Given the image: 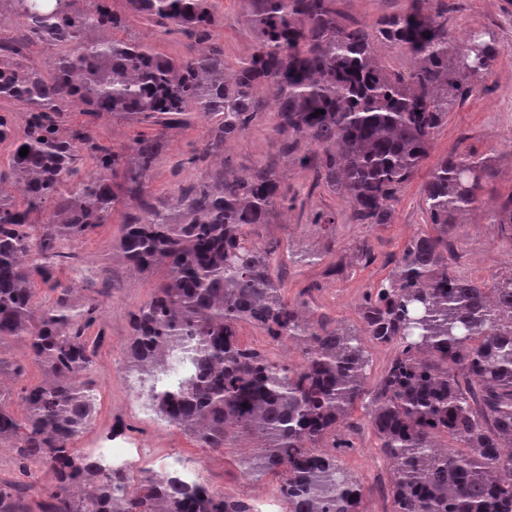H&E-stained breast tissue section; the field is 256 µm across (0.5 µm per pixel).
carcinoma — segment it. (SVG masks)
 <instances>
[{"label": "carcinoma", "instance_id": "obj_1", "mask_svg": "<svg viewBox=\"0 0 512 512\" xmlns=\"http://www.w3.org/2000/svg\"><path fill=\"white\" fill-rule=\"evenodd\" d=\"M71 2L0 0L22 40L59 48L46 75L11 62L19 42L0 39V99L25 108L19 138L13 113L0 112V138L12 146L0 183L24 182L23 204L0 195V346L27 342L49 379L24 389L19 413L0 401V444L9 443L23 470L53 472L40 512H253L237 495L151 474L128 494L126 473L101 472L74 447L93 413L82 379L105 341L97 324L112 288L105 271L77 309L69 304L72 285L57 271L76 262L64 243L94 234L114 211L123 214L117 247L125 259L141 272H162L130 314L125 358L146 371L162 363L176 337L195 341L189 376L153 399L199 447L221 452L248 436L261 470L279 477L288 512H360L359 480L338 456L320 451L328 441L353 447L337 429L360 407L393 470L394 512H512V273L489 284L464 278L444 239L457 215L484 206L483 160L455 148L431 169L424 202L439 234L404 245L391 274L365 295L361 327L350 333L302 320L275 273L278 242L252 237L250 229L270 223L288 202L274 168L226 172L217 186L181 189L178 219L145 184L162 137L139 136L126 152L94 130L103 114L152 118L162 127L191 111L214 118L201 153L187 159L192 165L223 151L269 97L284 154L344 193L360 221L389 224L398 193L461 95L460 76L489 72L500 52L495 39L475 31L463 53L453 51L448 26L437 20L443 0H411L371 27L344 22L336 0H247L255 49L229 68L213 42L217 0H124L123 13L112 0H86L82 11ZM131 18L185 35L187 54L174 60L141 41L86 37L122 30ZM375 40L402 47L416 66L406 76L392 71L375 54ZM77 100L87 120L67 128ZM303 141L317 150L301 152ZM85 160L92 170L82 174ZM49 201L63 223L32 221ZM490 221L512 239V195ZM37 279L54 293L42 307L33 302ZM244 324L272 342L303 340L301 362H276L243 344ZM367 340L399 346L373 385ZM443 435L457 448L440 449ZM27 491L1 486L0 512H24Z\"/></svg>", "mask_w": 512, "mask_h": 512}]
</instances>
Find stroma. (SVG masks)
<instances>
[{
	"mask_svg": "<svg viewBox=\"0 0 512 512\" xmlns=\"http://www.w3.org/2000/svg\"><path fill=\"white\" fill-rule=\"evenodd\" d=\"M449 3L448 32L453 43H460L461 31H486L493 34L500 53L489 76L468 81L462 97L449 106L428 159L394 203L391 223L376 227L360 223L345 195L318 184L313 169L300 167L293 158L284 156L274 130L275 108L271 105L244 133L225 142L223 154L196 164L190 158L200 151L211 123L195 112L189 113L185 124L164 130L149 120L133 122L105 115L96 122L97 134L103 142L126 147L136 133H162L166 147L149 176L148 186L154 198L167 206L175 203L177 184L201 180L219 183L228 166L239 174L258 164L274 167L283 176L291 201L288 207L277 208L270 223L258 226L257 232L260 237L279 242L285 296L305 302L308 317L323 314L347 328H357V311L366 293L389 274L408 239L436 231L425 212L423 186L442 156L458 146L490 161L492 175L481 190L487 209L512 194V0ZM408 5L409 0H336V9L346 22L367 25L400 13ZM242 9V0H218L220 22L213 31V40L223 47L225 61L233 65L250 56L255 48L252 34L242 21ZM121 36L148 43L171 59L188 51L189 40L183 34L159 33L140 19L129 20ZM320 212L333 213L335 224L315 223L314 217ZM121 223V214L113 213L95 234L73 246L80 262L109 270L112 288L100 314L106 341L93 366L99 402L89 425L77 437L76 447L106 439L120 424L146 443L197 461L211 488L222 487L246 499L259 491L277 492L276 478L251 469L252 449L236 443L224 452H209L161 417L142 420L136 416L128 385L131 371L123 346L130 332L131 312L149 298L159 277L130 268L115 250ZM364 243L374 254L368 263L356 257L357 247ZM332 244L343 250L348 262L344 273L336 276L327 275L330 259L323 254L324 248ZM448 250L457 258L458 272L478 282L488 283L512 271V240L489 223L485 211L467 215L449 231ZM0 353L23 369L22 376L10 378L8 386L0 391V400L15 410L23 389L41 382L43 374L22 342H10ZM352 419L358 424L352 437L354 446L342 460L347 471L367 488L361 508L363 512H393L391 464L377 448L364 410H356Z\"/></svg>",
	"mask_w": 512,
	"mask_h": 512,
	"instance_id": "stroma-1",
	"label": "stroma"
}]
</instances>
